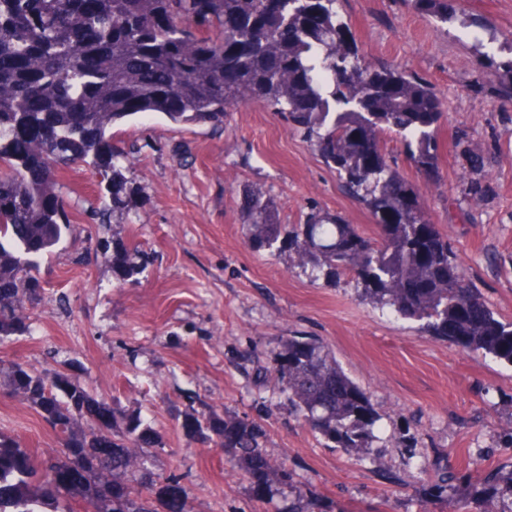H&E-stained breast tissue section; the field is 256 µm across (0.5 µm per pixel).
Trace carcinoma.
Wrapping results in <instances>:
<instances>
[{
  "label": "carcinoma",
  "instance_id": "carcinoma-1",
  "mask_svg": "<svg viewBox=\"0 0 512 512\" xmlns=\"http://www.w3.org/2000/svg\"><path fill=\"white\" fill-rule=\"evenodd\" d=\"M412 2L441 24L472 26L448 0ZM486 34L509 55V80L499 92L512 100V32L482 25L475 46ZM252 102L277 112L336 170L370 214L375 236L317 205L288 229L275 200L245 186L240 212L250 247L286 244L292 267L311 282L349 275L378 308L468 353L512 364V322L494 317L421 194L381 146L392 133L419 170L436 172L443 99L412 73L363 60L337 0H0V340L28 330L23 309L39 295V263L71 225L59 171L85 164L102 175L106 194L95 214L103 224L131 203L128 152L112 145L114 126L157 113L176 125L219 128L227 112ZM112 268L137 274L125 247L113 249ZM256 372L277 381L288 408L326 447L359 459L383 447L371 395L317 338L288 337ZM0 377L68 432L53 463L36 462L0 434V512H73L54 497L61 491L85 500L89 512H186L139 469L138 450L156 441L140 417L60 374L0 362ZM105 413L112 418L106 434L96 427ZM207 423L245 475L262 468V485L274 475L290 482L288 469L264 453L254 422L210 413ZM58 470L78 473L79 483L54 480ZM136 470L139 487L157 491L160 508L127 483ZM487 479L508 486L498 512H512V458Z\"/></svg>",
  "mask_w": 512,
  "mask_h": 512
}]
</instances>
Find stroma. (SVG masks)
<instances>
[{
  "mask_svg": "<svg viewBox=\"0 0 512 512\" xmlns=\"http://www.w3.org/2000/svg\"><path fill=\"white\" fill-rule=\"evenodd\" d=\"M456 6L512 30V0ZM337 8L366 62L397 65L444 97L438 181L414 166L398 137L383 142L488 307L512 321L503 54L490 42L474 48L470 29L425 18L411 0H339ZM113 133L131 153L135 198L101 224L91 217L100 174L79 164L60 175L72 224L40 264L43 290L25 309L29 333L1 341V360L63 372L97 400L148 419L157 441L145 464L177 476L188 512H286L295 487L315 512H495L499 494L485 476L512 457L501 438L512 427V365L421 334L416 322L362 302L350 278L313 284L287 253L247 245L236 198L246 185L274 198L282 223H299L314 201L374 235L367 210L308 142L259 102L232 109L220 130L143 115ZM471 154L483 156L482 169L470 168ZM476 183L485 188L478 197ZM103 239L124 243L139 274L113 272ZM294 335L317 337L371 394L388 439L377 460L324 447L289 412L279 385L257 378L256 362H271ZM209 412L259 424L266 454L288 466L292 486L275 480L266 498L254 497L212 436ZM406 432L409 447H396ZM0 433L41 460L62 450L58 429L1 383ZM448 467L468 481H439Z\"/></svg>",
  "mask_w": 512,
  "mask_h": 512,
  "instance_id": "obj_1",
  "label": "stroma"
}]
</instances>
